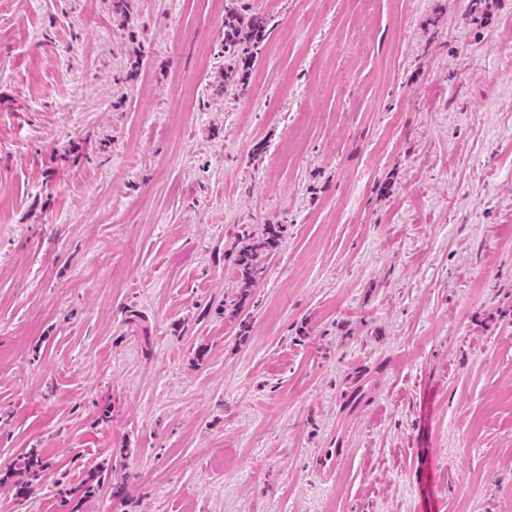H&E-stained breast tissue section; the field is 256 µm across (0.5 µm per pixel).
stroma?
Instances as JSON below:
<instances>
[{
    "instance_id": "1",
    "label": "stroma",
    "mask_w": 512,
    "mask_h": 512,
    "mask_svg": "<svg viewBox=\"0 0 512 512\" xmlns=\"http://www.w3.org/2000/svg\"><path fill=\"white\" fill-rule=\"evenodd\" d=\"M238 4L0 0V512H512V0ZM268 23L261 15L246 16L233 7L224 19V50L241 43L257 46L266 35ZM278 227L271 225L267 230L268 237L266 242L262 244L242 247L236 256V264L241 272V280L243 281L244 288H249L250 284L254 283L256 275L259 273L258 269V252L261 247H266L273 244L278 237Z\"/></svg>"
}]
</instances>
